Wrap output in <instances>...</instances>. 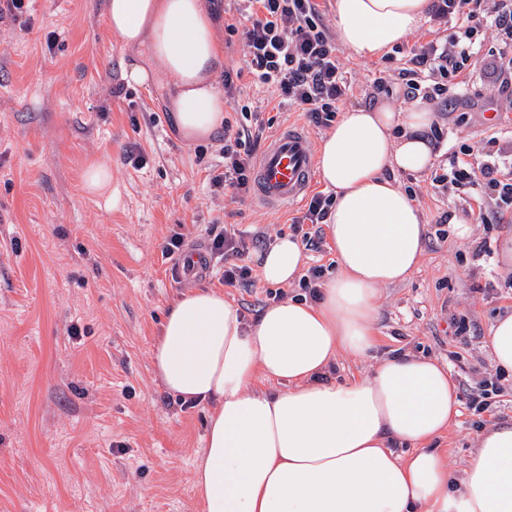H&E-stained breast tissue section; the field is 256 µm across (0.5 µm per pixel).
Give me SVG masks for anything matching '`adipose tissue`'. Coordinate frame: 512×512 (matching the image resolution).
I'll list each match as a JSON object with an SVG mask.
<instances>
[{"mask_svg": "<svg viewBox=\"0 0 512 512\" xmlns=\"http://www.w3.org/2000/svg\"><path fill=\"white\" fill-rule=\"evenodd\" d=\"M430 0H333L336 39L378 59L427 21ZM112 32L151 63L127 82L166 78L183 140L224 124L214 75L224 60L204 0H107ZM424 109L380 103L340 113L320 140L317 172L334 203L325 221L336 272L319 302L287 299L246 324L223 293L176 297L153 350L164 390L212 408L194 483L203 512H512V424L480 434L459 482L434 442L459 416L447 366L409 353L380 358L372 375L336 382L339 355L375 347L371 316L381 288L419 265L426 223L396 172L433 160ZM271 287L293 282L300 242L279 237L260 257ZM269 389L257 390L258 379Z\"/></svg>", "mask_w": 512, "mask_h": 512, "instance_id": "obj_1", "label": "adipose tissue"}]
</instances>
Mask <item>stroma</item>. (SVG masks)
<instances>
[{
  "label": "stroma",
  "mask_w": 512,
  "mask_h": 512,
  "mask_svg": "<svg viewBox=\"0 0 512 512\" xmlns=\"http://www.w3.org/2000/svg\"><path fill=\"white\" fill-rule=\"evenodd\" d=\"M105 4L30 0L18 19H0V512H203L194 460L210 410L163 390L155 338L167 306L188 289H223L248 320L274 303L275 290L259 279L222 286L217 259L206 274L183 275L162 247L175 232L187 246L205 245L216 219L264 232L267 241L303 235L292 223L302 207L276 211L211 189V175L224 169L223 131L185 142L165 80L125 82L135 57L109 29ZM244 7L222 0L215 17L224 46L216 84L244 65L242 36L227 30ZM445 36L424 24L380 60L337 48L350 82L344 107L374 106L380 71L409 67L414 44ZM473 42L469 75L451 87L447 111L421 103L439 131L432 164L399 177L426 220L423 259L403 283L382 290L373 354H344L332 365L340 382L368 375L393 351L445 364L460 414L436 445L455 478L483 430L512 422L511 373L499 378L493 413L468 407L471 385L496 376L488 328L497 313L512 311V271L495 264L512 223H483L472 189L437 181L453 157L480 163L490 137L512 155V113L488 121L506 105L490 67L499 46L479 32ZM118 85L120 97L112 94ZM244 105L276 129L302 120L278 109L273 88L246 79L224 104L231 123L243 122ZM132 150L143 154L141 165L129 160ZM99 160L112 167L108 198L81 188L85 168ZM449 212L471 224L468 240L441 223Z\"/></svg>",
  "instance_id": "35a3bbf8"
}]
</instances>
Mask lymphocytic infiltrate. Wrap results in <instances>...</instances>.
Wrapping results in <instances>:
<instances>
[{
  "label": "lymphocytic infiltrate",
  "mask_w": 512,
  "mask_h": 512,
  "mask_svg": "<svg viewBox=\"0 0 512 512\" xmlns=\"http://www.w3.org/2000/svg\"><path fill=\"white\" fill-rule=\"evenodd\" d=\"M430 20L438 28L455 24L442 41L413 47L411 61L419 72L443 79L458 78L471 57L467 38L477 30L501 46V66L512 71V0H432ZM245 69L225 71L224 94L234 97L242 75L275 88L282 103L303 112L320 127L330 122L347 95L348 79L336 54V45L317 0H248L242 24ZM264 125L224 127V170L212 179L214 188H231L235 196L250 193L255 155ZM499 163L487 157L479 166L453 165L452 184L477 187L481 196L512 203V182L498 177ZM249 238L234 227L212 224L207 248L224 258L222 279L229 286L252 282V270L243 264Z\"/></svg>",
  "instance_id": "1"
}]
</instances>
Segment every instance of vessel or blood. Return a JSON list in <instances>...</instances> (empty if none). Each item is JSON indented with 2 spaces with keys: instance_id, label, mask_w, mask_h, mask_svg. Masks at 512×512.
<instances>
[{
  "instance_id": "vessel-or-blood-1",
  "label": "vessel or blood",
  "mask_w": 512,
  "mask_h": 512,
  "mask_svg": "<svg viewBox=\"0 0 512 512\" xmlns=\"http://www.w3.org/2000/svg\"><path fill=\"white\" fill-rule=\"evenodd\" d=\"M314 143L310 133L286 126L267 141L254 171L259 198L277 210L297 205L313 182Z\"/></svg>"
}]
</instances>
